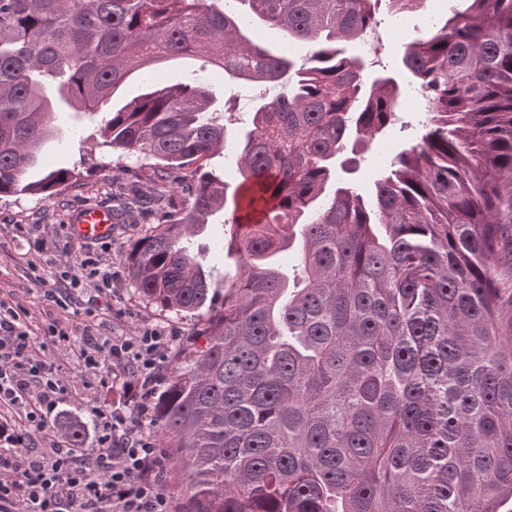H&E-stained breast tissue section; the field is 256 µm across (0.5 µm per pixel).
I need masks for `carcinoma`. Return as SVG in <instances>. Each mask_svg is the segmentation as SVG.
I'll return each instance as SVG.
<instances>
[{"instance_id": "cac0c4a2", "label": "carcinoma", "mask_w": 512, "mask_h": 512, "mask_svg": "<svg viewBox=\"0 0 512 512\" xmlns=\"http://www.w3.org/2000/svg\"><path fill=\"white\" fill-rule=\"evenodd\" d=\"M381 0H0V196L49 199L31 171L58 105L104 113L112 152L154 160L187 205L129 253L137 293L203 320L155 403L180 512H502L512 500V0L466 8L405 47L425 133L373 181L336 179L395 121L397 80L342 42ZM395 15L426 0H388ZM312 47L300 67L251 21ZM185 57L279 85L237 142L241 182L204 167L231 116L201 85L109 107L129 75ZM190 170L189 176L179 171ZM133 184L127 209L149 206ZM233 205L234 273L196 237ZM80 448L86 428L66 425Z\"/></svg>"}]
</instances>
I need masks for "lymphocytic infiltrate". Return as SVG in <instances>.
<instances>
[{
	"label": "lymphocytic infiltrate",
	"mask_w": 512,
	"mask_h": 512,
	"mask_svg": "<svg viewBox=\"0 0 512 512\" xmlns=\"http://www.w3.org/2000/svg\"><path fill=\"white\" fill-rule=\"evenodd\" d=\"M81 268L82 276L71 277L68 287L44 290V299L63 308L76 288L111 295V270L90 259ZM44 335L55 345L78 343L88 372H126L138 390L137 408L124 414L89 407L96 427L91 448L54 441L49 452L39 451L40 438L60 415L66 387L60 367L41 358L25 312L0 303V512H171L160 490L164 456L142 427L154 413L172 336L146 328L103 341L92 326L75 330L56 322Z\"/></svg>",
	"instance_id": "1"
}]
</instances>
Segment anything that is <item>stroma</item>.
<instances>
[{"label":"stroma","instance_id":"1","mask_svg":"<svg viewBox=\"0 0 512 512\" xmlns=\"http://www.w3.org/2000/svg\"><path fill=\"white\" fill-rule=\"evenodd\" d=\"M462 7L461 0H434L431 8L397 18L388 14L386 5H379L376 28L386 42L385 49L376 55L364 42L349 46V53L360 57L368 72L393 74L403 90L396 122L362 152L360 166L350 176L351 182L360 190H369L375 175L394 154L418 140L423 133L420 92L412 77L400 67L405 44L428 29L431 17ZM154 78L168 85H193L205 81L216 106L230 105L242 115L231 129L233 139L248 128L247 114L251 112L257 94L255 86L230 79L222 69L205 68L200 58L168 62ZM100 128V114L71 110L60 122L55 138L43 145L42 156L74 173L60 195L50 199L27 194L0 197V300L13 307L25 308L31 327L38 332L53 317L69 327L93 324L98 336L104 338L130 336L147 326H161L176 333L173 346L181 348L197 331V318L160 308L140 298L128 268V254L135 241L150 226L165 219L170 209L166 188L157 187L159 203L153 211L130 213L117 224L109 245L81 244L66 233L65 226L78 208L111 201L113 194L130 186L147 164L146 159L135 155L120 158L113 154L111 147L104 144ZM223 220V214H215L197 239L204 266L217 272L234 267L233 259L224 254ZM84 256L102 260L116 274L110 302H99L94 289L88 287L73 291L68 309H48L42 300L43 290L57 287L58 282L54 269L46 264L47 258L74 261ZM44 356L50 361L61 359L65 362V418L88 421L86 406L90 403L105 410L131 409L128 377L115 376L108 382H100L97 375L85 370L75 346H51Z\"/></svg>","mask_w":512,"mask_h":512}]
</instances>
